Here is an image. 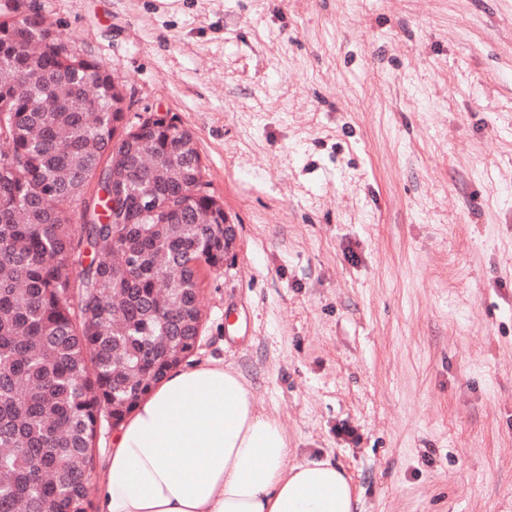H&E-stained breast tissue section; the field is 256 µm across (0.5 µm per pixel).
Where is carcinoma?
<instances>
[{
	"instance_id": "obj_1",
	"label": "carcinoma",
	"mask_w": 512,
	"mask_h": 512,
	"mask_svg": "<svg viewBox=\"0 0 512 512\" xmlns=\"http://www.w3.org/2000/svg\"><path fill=\"white\" fill-rule=\"evenodd\" d=\"M115 100L67 35L0 20V512H88L98 428L193 355L200 271L224 267V213L182 161L192 134L153 122L127 167ZM167 192L176 222L117 223Z\"/></svg>"
}]
</instances>
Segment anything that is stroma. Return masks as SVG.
I'll list each match as a JSON object with an SVG mask.
<instances>
[{"mask_svg": "<svg viewBox=\"0 0 512 512\" xmlns=\"http://www.w3.org/2000/svg\"><path fill=\"white\" fill-rule=\"evenodd\" d=\"M174 116L236 232L193 362L356 512H512V0H18Z\"/></svg>", "mask_w": 512, "mask_h": 512, "instance_id": "1", "label": "stroma"}]
</instances>
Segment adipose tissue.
Returning <instances> with one entry per match:
<instances>
[{
    "label": "adipose tissue",
    "instance_id": "ef3b65f1",
    "mask_svg": "<svg viewBox=\"0 0 512 512\" xmlns=\"http://www.w3.org/2000/svg\"><path fill=\"white\" fill-rule=\"evenodd\" d=\"M98 512H354L331 460L290 463L278 421L217 361L176 368L122 424Z\"/></svg>",
    "mask_w": 512,
    "mask_h": 512
}]
</instances>
